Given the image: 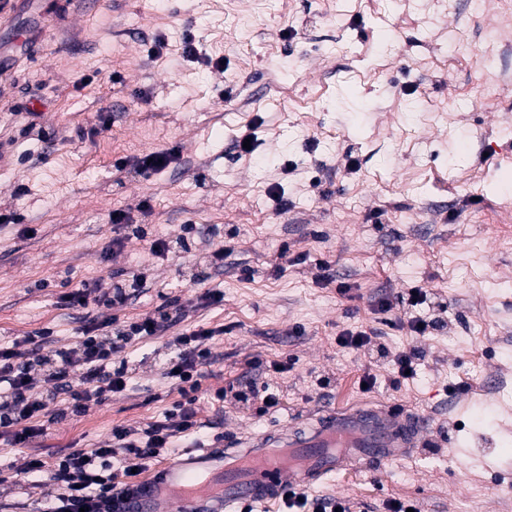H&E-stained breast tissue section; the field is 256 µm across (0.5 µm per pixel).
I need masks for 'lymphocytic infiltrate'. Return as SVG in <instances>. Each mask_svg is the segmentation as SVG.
Segmentation results:
<instances>
[{
    "label": "lymphocytic infiltrate",
    "instance_id": "1",
    "mask_svg": "<svg viewBox=\"0 0 512 512\" xmlns=\"http://www.w3.org/2000/svg\"><path fill=\"white\" fill-rule=\"evenodd\" d=\"M145 280V273L137 272L121 283L101 279L86 282L81 288L61 294L59 300L71 309H85L92 303L121 306ZM173 321L166 312L120 326L94 319L83 326L74 346L52 349L45 356L38 355L37 349L40 341L50 337L47 329L1 344L0 440L18 448L28 447L43 435L42 419L58 394H65L68 409L79 412L88 402H99L124 391L127 369L113 366V355L137 340L161 335ZM222 333L219 327L198 326L173 338L176 354L168 360L163 375L176 384L182 397L175 418L143 428L115 426L111 444L62 453L50 469L40 458H30L23 474L46 476L58 489L54 499L45 503L43 512H113L115 498L135 481L137 473L143 472L146 463L170 452L178 434L197 429L198 393L211 364L209 343ZM36 364L45 367L50 388L37 386L31 375ZM120 452L134 456L136 467H113L112 460ZM280 501L284 512H351L347 500L312 496L300 487L283 489Z\"/></svg>",
    "mask_w": 512,
    "mask_h": 512
}]
</instances>
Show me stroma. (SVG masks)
Instances as JSON below:
<instances>
[{
  "instance_id": "35a3bbf8",
  "label": "stroma",
  "mask_w": 512,
  "mask_h": 512,
  "mask_svg": "<svg viewBox=\"0 0 512 512\" xmlns=\"http://www.w3.org/2000/svg\"><path fill=\"white\" fill-rule=\"evenodd\" d=\"M36 25L45 34L27 40ZM187 37L197 61L182 57ZM1 60L0 214L14 222L0 230V342L48 328L69 346L89 316L137 321L176 300L187 311L114 355L126 390L77 414L49 404L29 447L0 440V512H39L55 493L16 476L27 457L50 467L114 426L163 419L180 398L163 375L168 343L199 325L224 329L198 405L207 447L334 409L400 406L427 424L409 454L309 493L354 512L394 498L512 512L496 492L512 484V0H19L0 14ZM101 119L94 142L78 140ZM159 149L176 152L162 172L113 169ZM117 210L145 237L113 246ZM184 224L200 242L157 257L153 240ZM137 271L147 282L123 306L58 301ZM200 283L223 302L188 307ZM412 288L441 322L423 336L396 301ZM382 298L391 312L377 313ZM345 330L420 349L415 375L392 386V363L337 344ZM245 386L278 390L279 409L215 396Z\"/></svg>"
}]
</instances>
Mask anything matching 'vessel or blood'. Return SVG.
Here are the masks:
<instances>
[{"label": "vessel or blood", "instance_id": "1", "mask_svg": "<svg viewBox=\"0 0 512 512\" xmlns=\"http://www.w3.org/2000/svg\"><path fill=\"white\" fill-rule=\"evenodd\" d=\"M423 427L398 408H367L330 412L314 427L275 429L220 452L189 448L142 481L121 512H229L261 503L287 484L313 485L350 465L391 462L414 447Z\"/></svg>", "mask_w": 512, "mask_h": 512}]
</instances>
